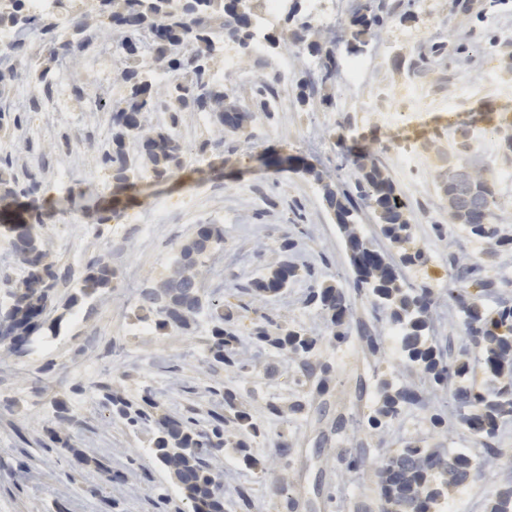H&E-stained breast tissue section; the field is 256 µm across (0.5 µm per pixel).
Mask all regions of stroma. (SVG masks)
<instances>
[{
    "mask_svg": "<svg viewBox=\"0 0 512 512\" xmlns=\"http://www.w3.org/2000/svg\"><path fill=\"white\" fill-rule=\"evenodd\" d=\"M397 17L382 39L371 40L364 56L369 78L354 86L336 80L328 89L336 107L300 104L296 84L280 86L272 113L256 112L247 136L225 137L221 148L199 155L198 147L216 134L195 113H186L179 134L184 163L169 180L143 179L134 189L136 203L121 219L92 223L89 210L109 201L112 184L97 163L110 137L109 117L85 109L87 98L105 94L121 98L122 54L89 51L87 62L67 76H55L50 94L30 82L0 86V109L27 106L23 130H0V155L11 156L16 172L36 174L40 202L48 213L42 236L49 259L63 282L60 296L72 293L85 266L103 258L116 273L112 291L66 313L57 336L23 358L8 360L0 372V512H185L187 505L167 473L148 450L151 435L131 433L103 406L97 386L107 383L127 398L151 389L158 413L193 410L207 419L214 406L210 389L235 388L240 401L261 428L252 444L264 459L252 470L234 453L214 465L224 478V512H240L235 488L248 489L271 512H376L378 487L371 471L350 475L345 459L355 450L378 460L385 450L406 441L470 449L473 436L459 425L437 433L427 410L407 407L383 433L348 428V421L372 409L380 381L422 384L395 345L370 355L358 341L361 324H374L379 336L388 327L373 323L369 296L353 300L351 341L345 346L323 344L308 360L265 352L255 370L239 373L212 366L207 357L208 316H200L194 335L171 332L142 336L132 313L137 288L165 278L172 261L197 225L224 227V248L209 261L223 267L222 280L206 278L207 290L237 304L236 284L273 270L279 260L278 238L290 233L300 243L298 260L317 267L325 280L337 282L348 274V258L338 228L322 193L310 177L278 171L265 164L271 152L298 156L331 174L337 184L353 180L346 159L351 145H361L382 165L406 204L417 245L428 255L425 266L406 270L409 282L448 298V257L463 255L501 282L512 298V266L488 243L471 238L448 217L439 189L442 155L459 154L453 132L469 130V151L495 175L497 218L512 236V181L500 172L512 171V152L503 151L491 128L512 126V0H393ZM411 14L408 22L400 14ZM442 38V55L430 46ZM82 86L76 97L74 86ZM411 90L412 114L392 120L388 111H374L376 94H385L389 108ZM322 130L321 146L306 142L309 126ZM165 207L167 217L139 233L133 220ZM239 253L242 263L228 265L225 255ZM308 282L298 276L287 294L269 303H254L240 321L241 329L269 318L274 323L321 331L318 310L304 304ZM330 370V391L310 394L308 376ZM304 401L303 412L290 410ZM65 402L72 420L64 433L70 449L45 448V429L54 420L53 405ZM283 410L269 414V403ZM287 438L291 452L282 457L274 445ZM89 462L77 465L72 452ZM132 473L140 490L115 493L103 480V470ZM165 494H157V487Z\"/></svg>",
    "mask_w": 512,
    "mask_h": 512,
    "instance_id": "35a3bbf8",
    "label": "stroma"
}]
</instances>
